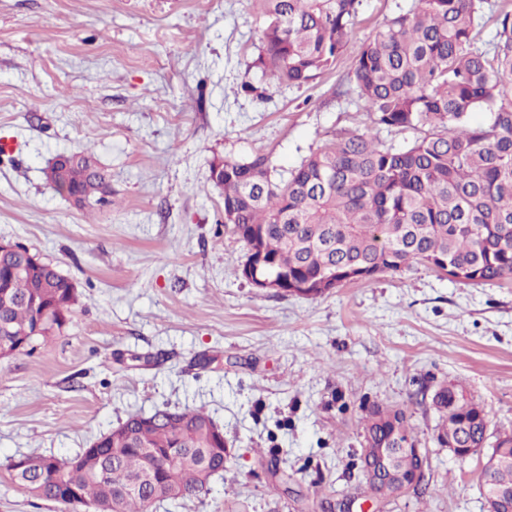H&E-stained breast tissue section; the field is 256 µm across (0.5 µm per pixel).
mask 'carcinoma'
Masks as SVG:
<instances>
[{
	"label": "carcinoma",
	"mask_w": 512,
	"mask_h": 512,
	"mask_svg": "<svg viewBox=\"0 0 512 512\" xmlns=\"http://www.w3.org/2000/svg\"><path fill=\"white\" fill-rule=\"evenodd\" d=\"M266 16L256 66L280 85L301 86L330 69L347 45L362 0H260ZM483 0H412L411 8L365 43L352 62L362 107L386 129H421L396 150L370 132L338 136L288 176L274 177L267 157L215 156L209 179L224 197V226L263 255L258 276L305 285L330 276L336 286L400 272L414 264L452 281L512 279V11L498 18L493 55L473 46ZM493 114L471 121L477 110ZM53 189L79 209L107 201L109 185L93 154H60ZM0 320L13 348L29 352L59 333L79 294L52 264L28 252L0 254ZM452 384L432 404L439 444L479 447L483 407ZM178 428L143 426L130 415L128 434L108 432L75 457L72 470L52 455H31L41 473L8 464L30 495L63 505L55 490L73 486L98 512H148V499L208 492L201 472H224L223 440L202 409L178 408ZM365 445L415 447L401 409L374 408L363 419Z\"/></svg>",
	"instance_id": "cac0c4a2"
}]
</instances>
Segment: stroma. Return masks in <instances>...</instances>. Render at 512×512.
<instances>
[{"label":"stroma","instance_id":"obj_1","mask_svg":"<svg viewBox=\"0 0 512 512\" xmlns=\"http://www.w3.org/2000/svg\"><path fill=\"white\" fill-rule=\"evenodd\" d=\"M411 0H363L343 54L279 86L254 65L258 0H0V239L77 286L65 329L0 360V512H88L30 496L10 459H68L129 414L201 408L225 470L150 512H486L480 455L437 441L434 393L460 380L487 440L512 429V280L466 285L416 265L318 298L238 277L214 156L298 168L336 135L373 128L355 100L360 47ZM374 129V128H373ZM90 150L112 204L88 213L48 184ZM402 409L424 477L371 500L363 419Z\"/></svg>","mask_w":512,"mask_h":512}]
</instances>
